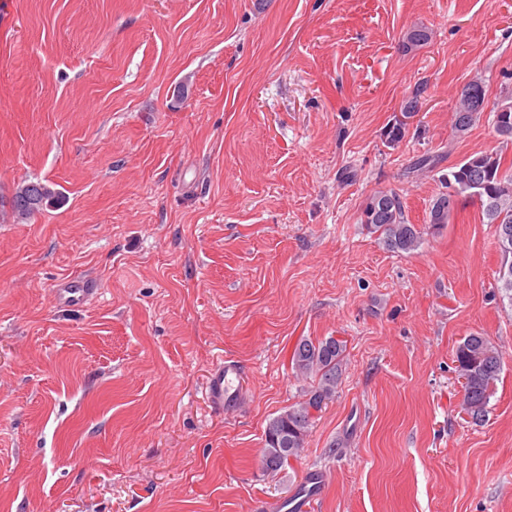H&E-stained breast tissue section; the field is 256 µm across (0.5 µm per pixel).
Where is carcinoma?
<instances>
[{
    "mask_svg": "<svg viewBox=\"0 0 512 512\" xmlns=\"http://www.w3.org/2000/svg\"><path fill=\"white\" fill-rule=\"evenodd\" d=\"M475 92H486L484 82L477 77L468 81L458 94L451 126L460 137L482 115L474 104ZM416 107L417 102L413 100L406 103L401 116L387 126L388 143L395 145L405 137L408 121L414 117ZM492 112L496 132L505 139H512V99L494 106ZM441 180L445 191L429 204V227L440 230L450 223L460 198L478 202L487 223L495 225L500 250L498 281L504 297L512 304V235L506 237L501 231L505 224L512 227V167H505L502 155L483 152L449 167ZM61 201L62 195L52 183L22 180L14 187L9 206L13 220L21 223ZM361 223L370 232L379 234L380 243L389 252L409 253L423 240L424 231L408 222L402 199L393 191L373 194L362 211ZM345 350L346 342L333 336L318 340L303 337L295 345L291 367L296 375L314 379V384L304 392L301 400L267 423L261 460L273 465L270 475H276L291 460L298 458L314 413L322 411L336 397ZM455 358L458 377L465 379L461 383V409L472 423L480 424L501 373L499 350L487 337L471 334L457 346Z\"/></svg>",
    "mask_w": 512,
    "mask_h": 512,
    "instance_id": "cac0c4a2",
    "label": "carcinoma"
}]
</instances>
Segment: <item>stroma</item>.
Masks as SVG:
<instances>
[{"instance_id": "35a3bbf8", "label": "stroma", "mask_w": 512, "mask_h": 512, "mask_svg": "<svg viewBox=\"0 0 512 512\" xmlns=\"http://www.w3.org/2000/svg\"><path fill=\"white\" fill-rule=\"evenodd\" d=\"M476 76L512 92V0H0V196L64 198L0 220V512H281L312 470V512H512L494 227L470 200L426 227L449 166L512 162L492 112L452 131ZM387 190L425 230L412 252L361 222ZM76 275L99 293L53 305ZM473 333L502 354L478 425L455 362ZM328 336L336 397L266 475L268 420L311 386L294 347ZM226 357L247 380L219 412ZM416 107V100L409 101L404 106L405 112H401L400 117L395 116L394 121L387 126L385 136L389 144H398L404 138L407 126L409 125L408 121L414 117ZM36 196L38 200L35 207L27 206L26 201ZM62 199L61 193L53 188L50 182L22 180L12 191L9 202L10 212L13 220L21 223L40 213L45 207L60 203ZM244 373L237 362L225 359L210 372L206 382V393L213 408L224 411L234 404L243 389Z\"/></svg>"}]
</instances>
